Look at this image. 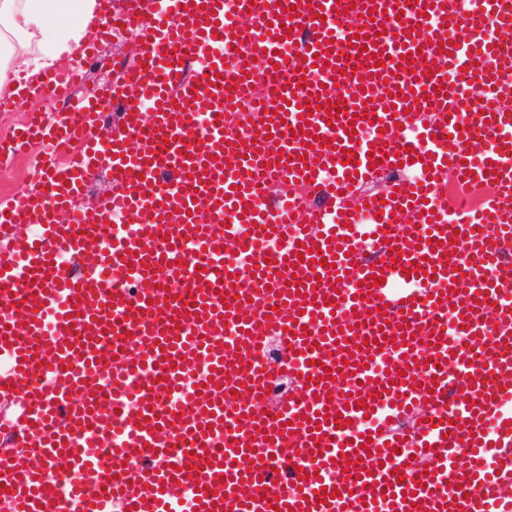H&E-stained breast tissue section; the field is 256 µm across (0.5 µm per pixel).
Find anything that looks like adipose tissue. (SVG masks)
I'll return each instance as SVG.
<instances>
[{"label": "adipose tissue", "mask_w": 512, "mask_h": 512, "mask_svg": "<svg viewBox=\"0 0 512 512\" xmlns=\"http://www.w3.org/2000/svg\"><path fill=\"white\" fill-rule=\"evenodd\" d=\"M102 21L98 0H0V95L77 57Z\"/></svg>", "instance_id": "adipose-tissue-1"}]
</instances>
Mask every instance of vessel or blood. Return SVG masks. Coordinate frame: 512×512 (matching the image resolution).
<instances>
[{"label":"vessel or blood","instance_id":"vessel-or-blood-1","mask_svg":"<svg viewBox=\"0 0 512 512\" xmlns=\"http://www.w3.org/2000/svg\"><path fill=\"white\" fill-rule=\"evenodd\" d=\"M131 3L99 35L133 64L0 139L35 158L0 202L7 512H512V0Z\"/></svg>","mask_w":512,"mask_h":512}]
</instances>
